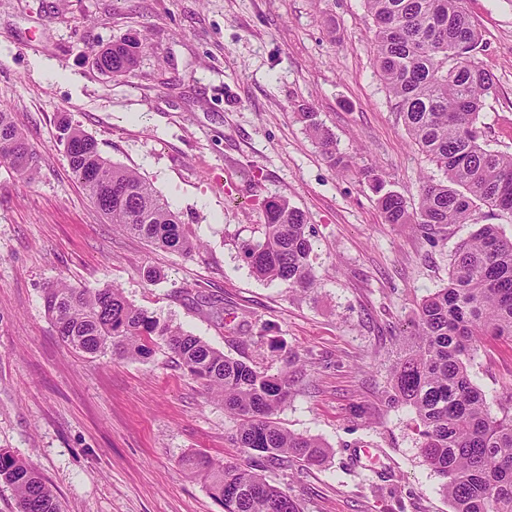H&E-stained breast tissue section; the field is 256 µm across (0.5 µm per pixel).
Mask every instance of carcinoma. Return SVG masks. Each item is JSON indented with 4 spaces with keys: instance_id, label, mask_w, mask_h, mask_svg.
Segmentation results:
<instances>
[{
    "instance_id": "1",
    "label": "carcinoma",
    "mask_w": 512,
    "mask_h": 512,
    "mask_svg": "<svg viewBox=\"0 0 512 512\" xmlns=\"http://www.w3.org/2000/svg\"><path fill=\"white\" fill-rule=\"evenodd\" d=\"M376 31V71L412 142L441 177L428 176L418 206L385 190L365 172L387 224L446 228L476 224L459 241L448 284L428 294L416 314V343L392 373V403L411 407L418 421L420 452L452 512H512V407L494 415L470 367L481 346L512 342V238L496 224H481L478 206L512 219V154L490 147L478 119L494 91L492 76L475 62L481 34L465 0H364ZM145 40L124 37L96 57L101 72L130 74ZM299 116L332 165L348 166L330 134L315 122L311 107ZM69 165L110 223L165 249L190 254L197 247L185 225L137 172L105 159L97 142L67 123L59 126ZM0 165L32 180L37 159L0 107ZM313 246L304 214L284 198L263 210L262 237L244 241L241 254L259 278L307 290L317 280ZM45 312L58 336L75 350L98 355L149 358L165 345L189 376L240 419L239 448L259 452L258 466L288 467L297 459L320 460L316 440L282 429L271 415L288 400V374H271L232 359L201 338L162 323L130 302L120 288H75L54 282L44 289ZM182 465L205 474L224 512H300L294 499L252 468L215 464L202 455ZM0 482L16 493L18 512H61L44 478L11 451L0 448Z\"/></svg>"
}]
</instances>
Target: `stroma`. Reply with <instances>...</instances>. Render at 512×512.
<instances>
[{
	"label": "stroma",
	"mask_w": 512,
	"mask_h": 512,
	"mask_svg": "<svg viewBox=\"0 0 512 512\" xmlns=\"http://www.w3.org/2000/svg\"><path fill=\"white\" fill-rule=\"evenodd\" d=\"M466 8L496 83L486 139L512 153V0ZM373 29L364 0H0V105L39 166L31 181L0 167V448L43 476L62 512H223L182 457L258 454L236 447V419L167 350L90 356L63 342L42 299L56 281L118 286L160 322L287 373L274 419L324 457L262 475L301 512H451L414 411L388 392L421 299L446 286L474 227L384 222L364 170L414 207L435 168L376 75ZM141 34L132 74L100 72L99 50ZM302 103L348 167L329 163ZM63 120L150 182L201 248L176 253L110 224L72 174ZM274 196L306 216L320 273L308 291L256 277L240 254ZM472 375L499 411L512 345L486 346Z\"/></svg>",
	"instance_id": "obj_1"
}]
</instances>
